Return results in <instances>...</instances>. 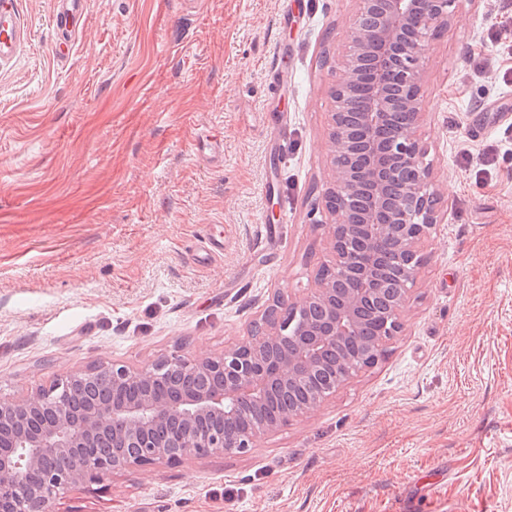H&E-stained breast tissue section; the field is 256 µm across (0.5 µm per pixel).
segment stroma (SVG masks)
I'll list each match as a JSON object with an SVG mask.
<instances>
[{"label":"stroma","instance_id":"stroma-1","mask_svg":"<svg viewBox=\"0 0 512 512\" xmlns=\"http://www.w3.org/2000/svg\"><path fill=\"white\" fill-rule=\"evenodd\" d=\"M354 0H88L68 55L52 0L0 63V399L115 360L221 354L330 257L331 70ZM512 0L435 32L427 160L443 219L404 331L244 456L107 474L56 512H512ZM204 135L224 144L207 157ZM488 155L476 181L462 149ZM222 253L198 261L203 239Z\"/></svg>","mask_w":512,"mask_h":512}]
</instances>
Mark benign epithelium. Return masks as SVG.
<instances>
[{
	"instance_id": "benign-epithelium-1",
	"label": "benign epithelium",
	"mask_w": 512,
	"mask_h": 512,
	"mask_svg": "<svg viewBox=\"0 0 512 512\" xmlns=\"http://www.w3.org/2000/svg\"><path fill=\"white\" fill-rule=\"evenodd\" d=\"M459 2L355 0L344 58L331 72V180L321 195L337 277H316L315 288L295 301L275 290L259 312L261 333L225 345L219 356L104 365L114 389L148 385L175 370L203 379L218 372V386L197 383L172 395L75 410L68 391L89 374L77 370L1 400L0 512H52L59 495L117 471L246 455L261 436L311 414L352 378L348 344L362 325L359 308L377 291L383 251L400 278L368 352L402 332L422 242L441 220V190L419 134L429 40L448 26ZM273 385L305 398L270 422L264 410Z\"/></svg>"
}]
</instances>
